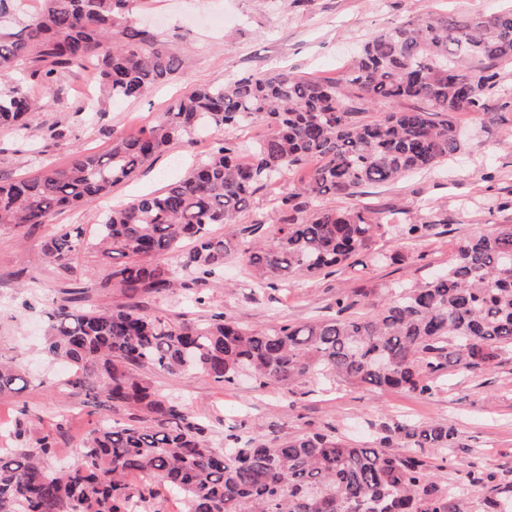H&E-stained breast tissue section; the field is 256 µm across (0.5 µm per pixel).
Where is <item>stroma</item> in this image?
<instances>
[{
	"instance_id": "1",
	"label": "stroma",
	"mask_w": 512,
	"mask_h": 512,
	"mask_svg": "<svg viewBox=\"0 0 512 512\" xmlns=\"http://www.w3.org/2000/svg\"><path fill=\"white\" fill-rule=\"evenodd\" d=\"M506 0H150L137 19L148 20L175 49L190 45L181 72L158 85L149 96L107 104L101 118L78 121L81 102L92 95V72L71 77L55 91L54 104L40 112L27 141L0 127V178L30 177L41 167L68 165L75 148L104 155L122 133L146 129L183 93L251 71L286 70L297 75L340 78L356 48L373 32L423 17L428 11L459 15L491 13ZM491 112L460 115L465 144L449 163L381 186H367L353 197H328L334 209L367 207L381 213L385 228L373 248L391 256L379 264L360 259L350 267L306 282L256 288L245 277L237 257H229L221 275L202 286L203 304L184 290L162 295L128 296L109 281L112 259L97 246L100 212L124 205L141 193L155 191L182 177L192 162L205 157L215 141L232 138L252 142L265 137V125L215 130L176 141L154 156L136 177L113 187L95 208L78 207L55 214L49 223L20 228L0 227V353L17 356L26 379L21 389L0 392V448L15 447L10 434L24 426L29 438L42 434L52 421H64L55 461H77L86 434L106 417L131 423L132 409L106 410L68 385L73 372L43 351L46 314L57 305L85 309L131 305L164 319L200 322L221 311L258 329L300 323L334 315L338 294L358 295L361 308L383 305L395 284L417 286L452 261L467 237L512 224V209L488 212L482 203L492 197L512 198V64L499 70L491 95ZM67 128L60 140L46 137L48 128ZM268 191L254 195L235 224L215 226L216 235L233 231L236 248L248 247L246 226L278 216ZM442 216L439 225L418 244L398 233L402 224H420ZM82 225L81 246L68 267L38 261L47 237L68 225ZM162 393L178 397L187 410L205 422L210 443L223 447L226 434L266 441L310 432H335L356 443L372 440L385 422L446 420L457 432L459 449L436 476L441 485L456 484L464 466L474 462L497 473L512 487V359L487 369L446 372L432 397L406 392L373 391L367 387L323 385L316 378L285 387H258L244 379L233 386L215 383L204 373L188 371L173 377L157 369L143 370Z\"/></svg>"
}]
</instances>
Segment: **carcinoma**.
Here are the masks:
<instances>
[{"instance_id": "1", "label": "carcinoma", "mask_w": 512, "mask_h": 512, "mask_svg": "<svg viewBox=\"0 0 512 512\" xmlns=\"http://www.w3.org/2000/svg\"><path fill=\"white\" fill-rule=\"evenodd\" d=\"M23 2L0 0V126L20 141L51 105L50 96L31 94L33 84L49 92L91 68L99 95L81 111L97 115L184 66L185 53L134 21L146 0H37L32 12ZM504 62L512 63V5L489 14L431 11L369 35L338 80L271 71L215 82L177 99L150 130L120 135L104 156L78 149L65 168L0 179V225L45 224L108 195L179 139L261 122L270 133L255 145L226 140L180 180L101 217L103 253L127 258L109 278L133 294L181 288L202 303L196 285L220 275L232 251L231 238L212 226L234 223L263 187L304 168L274 204L278 224L244 250L255 284L297 282L355 257L382 262L386 255L372 252L381 217L330 209L324 198L351 197L456 155L459 114L486 109ZM406 100L419 106L373 115ZM443 223L405 224L401 234L416 241ZM81 238L78 225L60 230L44 243L43 261L67 267ZM158 255L175 263L152 262ZM358 304L340 295L334 316L270 329L222 313L191 324L128 305H59L49 313L47 352L88 371L103 406L132 408L151 426L100 423L80 459L60 470L49 463L61 421L31 446L0 448V512H134L133 503L159 498L158 485L184 512H449L453 486L436 482L420 452L458 447L448 422L386 423L363 445L313 432L274 442L228 434L215 448L207 425L137 374L195 369L227 386L246 370L263 387L317 374L430 397L450 367L512 357V224L464 239L447 269L420 286H394L381 308L357 312ZM22 381L16 358L0 355V391ZM395 439L409 451L393 452ZM142 473L146 480L132 484ZM472 487L487 490L485 512H512V492L494 472L470 466Z\"/></svg>"}]
</instances>
